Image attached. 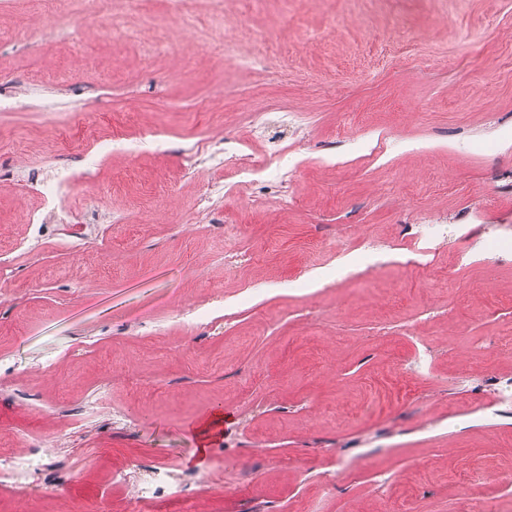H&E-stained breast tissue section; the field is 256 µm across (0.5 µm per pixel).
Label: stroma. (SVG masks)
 I'll use <instances>...</instances> for the list:
<instances>
[{
  "label": "stroma",
  "instance_id": "1",
  "mask_svg": "<svg viewBox=\"0 0 512 512\" xmlns=\"http://www.w3.org/2000/svg\"><path fill=\"white\" fill-rule=\"evenodd\" d=\"M75 0H0V91L58 101L0 112V449L17 431L59 439L78 464L48 497L0 492V512H123L95 448H145L177 473L208 475L199 512H459L467 473L481 500L512 504V417L482 421L477 382L512 375V256L495 227L512 225V0H148L128 12L132 37L94 21L74 27ZM275 40L254 47L258 33ZM253 46L254 62L237 50ZM304 113L285 131L283 198L214 171L196 145L267 140L246 113ZM101 128L130 148L87 166ZM165 139L164 150L144 134ZM85 174L71 208L91 213L82 238L42 243L31 171ZM470 211L482 236L439 238L432 266L350 275L339 251L401 239L429 219ZM240 236L225 242L224 227ZM254 288L253 303L186 333L179 317ZM426 352L419 378L402 360ZM109 387L112 420L72 433L58 407ZM224 408L205 457L190 428ZM354 468L331 494L332 457ZM401 484L391 497L379 471Z\"/></svg>",
  "mask_w": 512,
  "mask_h": 512
}]
</instances>
